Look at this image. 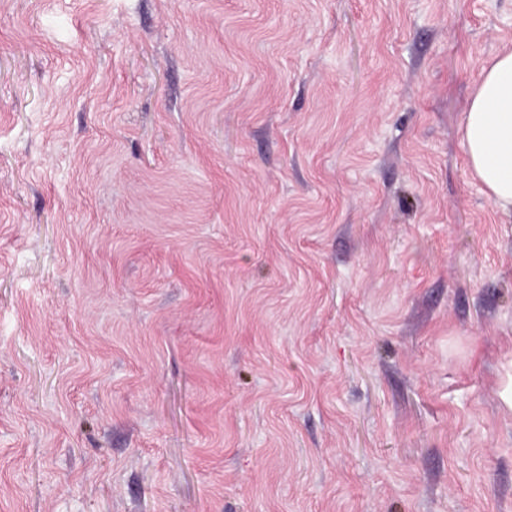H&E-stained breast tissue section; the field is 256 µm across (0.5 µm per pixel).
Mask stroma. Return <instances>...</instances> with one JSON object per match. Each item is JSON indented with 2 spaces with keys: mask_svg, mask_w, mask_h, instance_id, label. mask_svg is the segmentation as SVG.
<instances>
[{
  "mask_svg": "<svg viewBox=\"0 0 512 512\" xmlns=\"http://www.w3.org/2000/svg\"><path fill=\"white\" fill-rule=\"evenodd\" d=\"M508 50L512 0H0V512H512ZM462 142L475 177L499 211L512 217V51L483 69Z\"/></svg>",
  "mask_w": 512,
  "mask_h": 512,
  "instance_id": "1",
  "label": "stroma"
}]
</instances>
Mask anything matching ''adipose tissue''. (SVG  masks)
<instances>
[{
	"label": "adipose tissue",
	"instance_id": "ef3b65f1",
	"mask_svg": "<svg viewBox=\"0 0 512 512\" xmlns=\"http://www.w3.org/2000/svg\"><path fill=\"white\" fill-rule=\"evenodd\" d=\"M462 142L475 177L499 211L512 217V51L483 69Z\"/></svg>",
	"mask_w": 512,
	"mask_h": 512
}]
</instances>
